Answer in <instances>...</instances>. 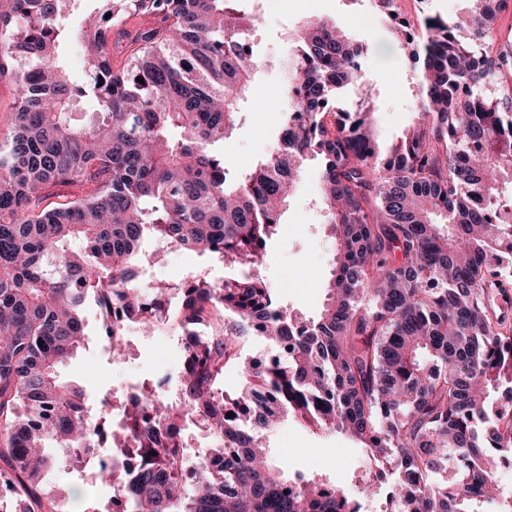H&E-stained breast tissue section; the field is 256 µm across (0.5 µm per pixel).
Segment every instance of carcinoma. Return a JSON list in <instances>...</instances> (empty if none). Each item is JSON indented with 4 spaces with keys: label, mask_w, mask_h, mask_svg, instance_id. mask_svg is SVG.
Here are the masks:
<instances>
[{
    "label": "carcinoma",
    "mask_w": 512,
    "mask_h": 512,
    "mask_svg": "<svg viewBox=\"0 0 512 512\" xmlns=\"http://www.w3.org/2000/svg\"><path fill=\"white\" fill-rule=\"evenodd\" d=\"M0 0V75L15 76L14 129L0 146V512H68L45 491L48 447L120 448L137 461L97 477L101 512H363L288 463L264 437L284 417L339 430L362 448L394 512H479L512 461V321L492 306L512 288V49L497 21L508 0H466L459 18L392 23L419 77L412 130L378 141L373 107L338 106L365 85L366 43L336 22L288 33L300 85L285 95L274 150L249 170L213 145L229 136L264 61L247 0ZM129 18L132 30L112 28ZM79 44L88 81L57 57ZM144 83L137 82V79ZM97 105L85 124L76 103ZM321 173L336 242L320 313L278 302L255 269L309 162ZM207 254L235 270L144 279L159 249ZM105 336L121 308L145 329L175 320L180 397L137 380L84 414L82 387L57 367L85 347L83 311ZM252 336L273 355L243 358ZM235 368L239 387L219 383ZM188 421L210 448L187 471Z\"/></svg>",
    "instance_id": "1"
}]
</instances>
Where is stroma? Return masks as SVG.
<instances>
[{"instance_id":"obj_1","label":"stroma","mask_w":512,"mask_h":512,"mask_svg":"<svg viewBox=\"0 0 512 512\" xmlns=\"http://www.w3.org/2000/svg\"><path fill=\"white\" fill-rule=\"evenodd\" d=\"M257 6L260 17L253 35L254 47L269 59L284 56L289 31L310 18L336 21L353 39L366 42L363 65L380 140L391 142L411 125L417 77L390 25L372 13L366 0H258ZM282 78L280 69H267L245 103L237 133L216 144V153L223 155L229 167L248 169L272 149L282 119ZM319 198L320 171L311 162L304 168L278 233L259 265L262 278L277 293L281 304L309 317L319 314L333 272V244L324 229ZM194 268L216 281L230 274L229 269L209 257L168 249L156 258L150 276L178 282ZM84 318L88 345L65 363L61 373L81 386L90 399L102 400L136 380L154 382L164 376L178 377L181 355L173 333L158 330L138 336L133 348L116 361L101 334L97 307L88 306ZM267 444L272 462H288L291 470L313 475L362 499L363 512H384L390 486L378 483L371 493H364L363 479L369 466L363 448L350 436L316 431L288 418L268 433ZM50 489L65 498L71 512H92L111 494L110 486L76 479L67 468L55 469Z\"/></svg>"}]
</instances>
